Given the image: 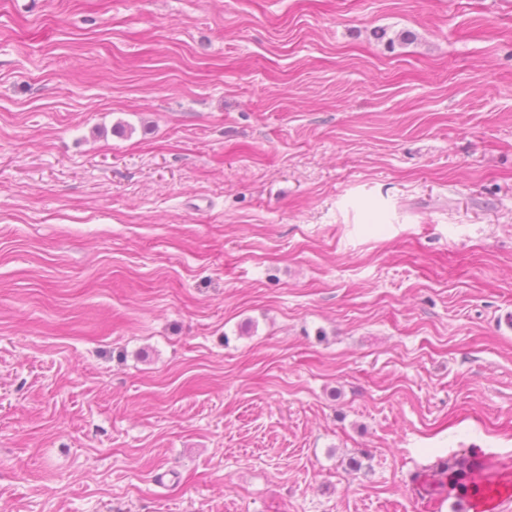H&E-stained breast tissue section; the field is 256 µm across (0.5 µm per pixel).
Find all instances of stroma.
<instances>
[{"mask_svg": "<svg viewBox=\"0 0 512 512\" xmlns=\"http://www.w3.org/2000/svg\"><path fill=\"white\" fill-rule=\"evenodd\" d=\"M510 317L512 0H0V512H451Z\"/></svg>", "mask_w": 512, "mask_h": 512, "instance_id": "stroma-1", "label": "stroma"}]
</instances>
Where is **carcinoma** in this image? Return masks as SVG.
I'll list each match as a JSON object with an SVG mask.
<instances>
[{
  "mask_svg": "<svg viewBox=\"0 0 512 512\" xmlns=\"http://www.w3.org/2000/svg\"><path fill=\"white\" fill-rule=\"evenodd\" d=\"M484 470L473 454L454 455L442 462L437 475L440 485L448 487V498L455 499L452 512H463V502L472 496L491 499L500 492V484L484 478Z\"/></svg>",
  "mask_w": 512,
  "mask_h": 512,
  "instance_id": "obj_1",
  "label": "carcinoma"
}]
</instances>
